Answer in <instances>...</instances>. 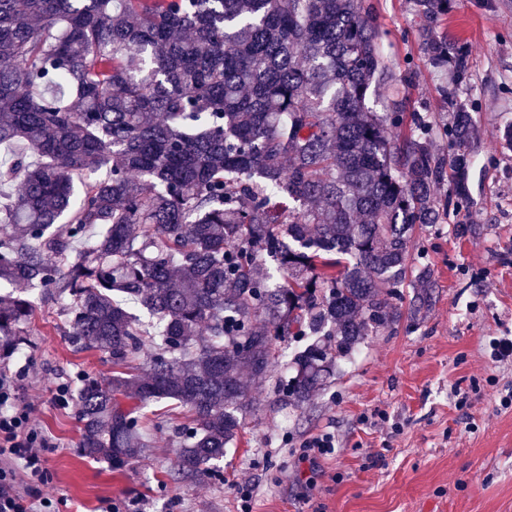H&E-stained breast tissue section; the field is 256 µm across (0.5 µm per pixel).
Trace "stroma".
<instances>
[{
    "instance_id": "stroma-1",
    "label": "stroma",
    "mask_w": 512,
    "mask_h": 512,
    "mask_svg": "<svg viewBox=\"0 0 512 512\" xmlns=\"http://www.w3.org/2000/svg\"><path fill=\"white\" fill-rule=\"evenodd\" d=\"M369 2L390 72L383 95L437 128L458 108L478 114L468 209L415 235L413 267L433 274L428 302L414 307L406 279L400 317L302 408L275 377L255 379L257 405L205 480L180 474L169 428L147 433L146 453L118 469L81 455L76 408L60 405L55 390L106 380L112 364L80 349L60 306L43 302L27 346L0 370L38 406L37 425L52 443L41 492L65 512H94L107 498L127 512H240L233 484L244 476L252 512H512V407L500 404L512 391V357L495 363L487 349L491 338L512 337V149L498 139L512 124V0H450L444 30L470 52L469 78L450 98L447 73L420 49L413 0ZM324 432L335 453L301 461L304 442Z\"/></svg>"
}]
</instances>
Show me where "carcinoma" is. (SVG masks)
Returning a JSON list of instances; mask_svg holds the SVG:
<instances>
[{
	"mask_svg": "<svg viewBox=\"0 0 512 512\" xmlns=\"http://www.w3.org/2000/svg\"><path fill=\"white\" fill-rule=\"evenodd\" d=\"M431 67L466 82L414 0ZM387 70L366 0H0V360L46 294L80 346L77 447L125 463L136 416L180 409V468L213 475L283 368L301 404L397 317L411 238L469 205L474 113L367 105ZM449 184L439 198L435 190ZM306 346L284 359L276 343Z\"/></svg>",
	"mask_w": 512,
	"mask_h": 512,
	"instance_id": "cac0c4a2",
	"label": "carcinoma"
}]
</instances>
